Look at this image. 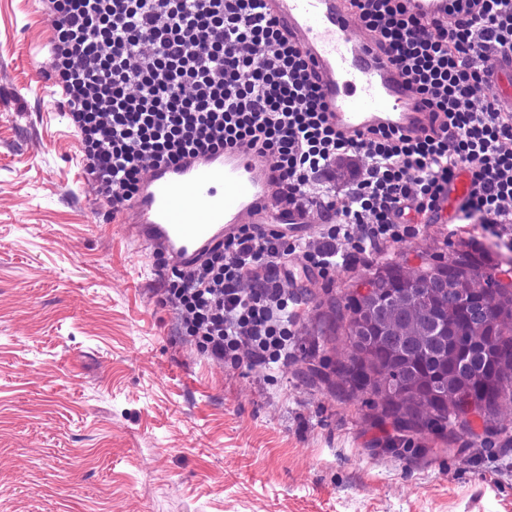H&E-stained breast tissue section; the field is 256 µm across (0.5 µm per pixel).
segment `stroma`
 <instances>
[{
    "mask_svg": "<svg viewBox=\"0 0 512 512\" xmlns=\"http://www.w3.org/2000/svg\"><path fill=\"white\" fill-rule=\"evenodd\" d=\"M51 36L40 0H0V512H512V404L492 446L476 417L389 451L391 425L310 376L347 353L323 336L329 298L472 229L416 224L381 256L308 271L286 365L214 362L159 303L157 254L87 182L52 77L36 81Z\"/></svg>",
    "mask_w": 512,
    "mask_h": 512,
    "instance_id": "obj_1",
    "label": "stroma"
}]
</instances>
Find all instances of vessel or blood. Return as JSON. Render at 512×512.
Here are the masks:
<instances>
[{"label": "vessel or blood", "instance_id": "vessel-or-blood-1", "mask_svg": "<svg viewBox=\"0 0 512 512\" xmlns=\"http://www.w3.org/2000/svg\"><path fill=\"white\" fill-rule=\"evenodd\" d=\"M263 6L307 54L337 129L354 133L425 124L416 94L355 24L347 0H263ZM278 197L267 166L248 151L189 157L146 171L128 207L127 232L179 266L236 225L260 224L269 216L284 236L303 237L305 214L279 203Z\"/></svg>", "mask_w": 512, "mask_h": 512}]
</instances>
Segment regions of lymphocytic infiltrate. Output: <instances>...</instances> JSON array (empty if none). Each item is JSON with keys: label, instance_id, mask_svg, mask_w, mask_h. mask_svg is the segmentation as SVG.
<instances>
[{"label": "lymphocytic infiltrate", "instance_id": "lymphocytic-infiltrate-1", "mask_svg": "<svg viewBox=\"0 0 512 512\" xmlns=\"http://www.w3.org/2000/svg\"><path fill=\"white\" fill-rule=\"evenodd\" d=\"M262 0H42L46 45L99 201L122 211L146 170L245 147L270 163L280 197L330 219L320 243L237 225L200 258L174 265L158 301L217 362L284 365L295 336L289 261L326 275L403 241L410 224L458 206L500 235L512 224V109L486 96L512 56V0H448L425 18L411 0H349L352 17L400 69L428 112L418 130L347 134L327 116L302 50ZM355 181L337 193V163Z\"/></svg>", "mask_w": 512, "mask_h": 512}]
</instances>
